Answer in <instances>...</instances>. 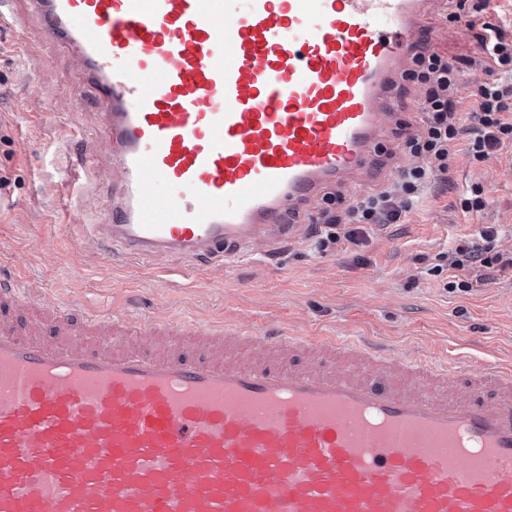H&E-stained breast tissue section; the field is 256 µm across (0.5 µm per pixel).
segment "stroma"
Masks as SVG:
<instances>
[{
	"label": "stroma",
	"instance_id": "stroma-1",
	"mask_svg": "<svg viewBox=\"0 0 512 512\" xmlns=\"http://www.w3.org/2000/svg\"><path fill=\"white\" fill-rule=\"evenodd\" d=\"M449 0L426 19L423 49L449 59L478 51L477 26L448 23ZM20 25L0 30V279L88 308L177 315L206 325L285 326L301 333L388 336L430 360L468 357L473 368L512 358V269L464 292L449 288L447 254L459 240L495 225L512 252V149L469 162L457 142L455 165L400 226L367 230L360 245L326 250L312 239L257 254L230 273L178 270L176 262L107 258L81 227L110 201L112 177L95 91L71 97L79 74L69 53L39 38L28 0H14ZM97 176L77 186L68 171L87 158ZM479 185L485 210L465 213L460 199Z\"/></svg>",
	"mask_w": 512,
	"mask_h": 512
}]
</instances>
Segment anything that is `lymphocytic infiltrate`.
Returning <instances> with one entry per match:
<instances>
[{
    "instance_id": "1",
    "label": "lymphocytic infiltrate",
    "mask_w": 512,
    "mask_h": 512,
    "mask_svg": "<svg viewBox=\"0 0 512 512\" xmlns=\"http://www.w3.org/2000/svg\"><path fill=\"white\" fill-rule=\"evenodd\" d=\"M479 57L467 58V65L484 67L489 79L477 88L462 92L457 67L436 53L416 54L414 68L404 72L405 81L417 86V110L424 122L420 134L408 135L405 153L415 157V165L402 168L397 178L380 191L353 200L326 196L321 214L318 244L325 247L339 241L358 244V225L390 226L402 223L431 181L447 178L455 158L454 147L466 140L471 160H488L506 145H512V39L495 25L485 23L476 35ZM498 231L488 226L478 240L456 247L449 267L475 271L474 281L461 280L460 290L484 285L486 270L511 267L512 255L497 251Z\"/></svg>"
}]
</instances>
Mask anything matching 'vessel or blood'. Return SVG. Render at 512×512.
<instances>
[{
  "label": "vessel or blood",
  "instance_id": "vessel-or-blood-1",
  "mask_svg": "<svg viewBox=\"0 0 512 512\" xmlns=\"http://www.w3.org/2000/svg\"><path fill=\"white\" fill-rule=\"evenodd\" d=\"M112 148L86 234L129 260L234 265L327 191L379 174L426 0H34ZM0 280V512H512V361L472 370L346 340L37 297ZM199 336L271 364L79 349L83 334ZM318 350L315 364L291 352Z\"/></svg>",
  "mask_w": 512,
  "mask_h": 512
}]
</instances>
